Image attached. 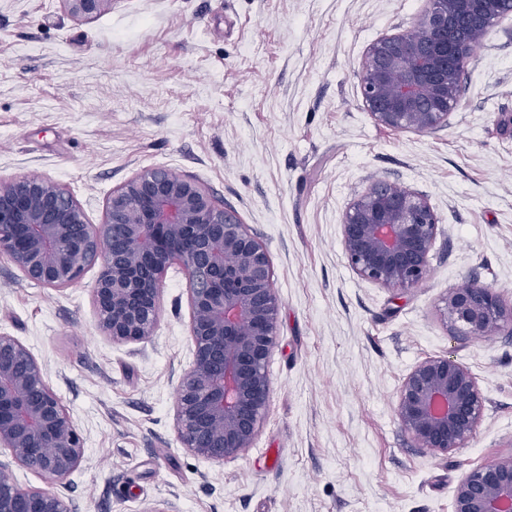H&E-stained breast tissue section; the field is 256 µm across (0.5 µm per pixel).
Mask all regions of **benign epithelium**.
Returning <instances> with one entry per match:
<instances>
[{"mask_svg": "<svg viewBox=\"0 0 512 512\" xmlns=\"http://www.w3.org/2000/svg\"><path fill=\"white\" fill-rule=\"evenodd\" d=\"M89 17L112 0H63ZM512 17V0H428L407 31L366 50L362 101L374 120L424 133L448 122L458 78L476 41ZM438 217L414 191L377 184L346 210L342 248L351 270L384 288L411 289L430 272ZM0 254L25 279L56 290L99 265L91 286L97 327L114 343L151 335L168 269L188 282L194 343L176 397L184 448L214 462L251 447L271 393L267 362L276 341L280 299L266 248L198 181L165 168L127 180L106 201L101 223L88 222L63 185L41 176L0 178ZM447 318L475 338L512 326V309L492 288L471 281L448 291ZM396 413L420 447L446 455L477 432L484 415L478 378L449 356L428 357L403 379ZM0 447L43 487H20L0 468V512H72L55 486L78 468L84 443L69 411L45 382L33 353L0 334ZM452 512H512V455L470 469Z\"/></svg>", "mask_w": 512, "mask_h": 512, "instance_id": "benign-epithelium-1", "label": "benign epithelium"}]
</instances>
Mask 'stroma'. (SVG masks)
<instances>
[{
	"label": "stroma",
	"mask_w": 512,
	"mask_h": 512,
	"mask_svg": "<svg viewBox=\"0 0 512 512\" xmlns=\"http://www.w3.org/2000/svg\"><path fill=\"white\" fill-rule=\"evenodd\" d=\"M425 0H0V177L67 187L90 223L112 191L164 167L199 181L267 249L281 304L269 408L224 463L190 454L174 414L193 359L188 283L163 281L153 334L100 335L98 275L56 290L0 254V332L37 358L85 441L59 486L76 512H451L471 468L512 454V334L475 339L444 314L471 280L512 308V17L485 34L466 88L431 132L383 127L359 84L368 46ZM375 184L417 191L439 226L420 287L361 280L342 251ZM448 355L477 376L476 435L443 456L396 415L403 378ZM71 15L89 17L107 10L112 0H62Z\"/></svg>",
	"instance_id": "obj_1"
}]
</instances>
